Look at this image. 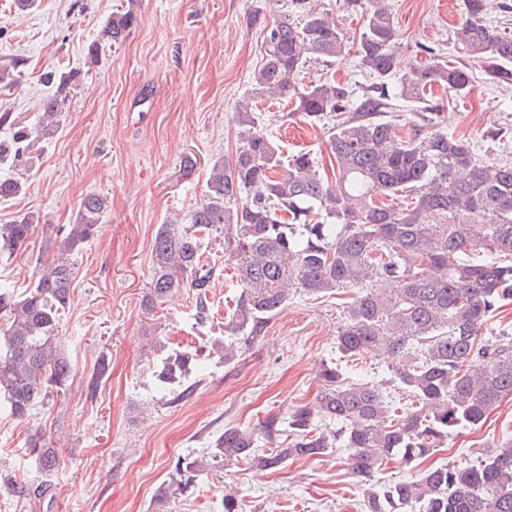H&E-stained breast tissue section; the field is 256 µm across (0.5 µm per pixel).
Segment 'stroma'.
<instances>
[{
    "mask_svg": "<svg viewBox=\"0 0 512 512\" xmlns=\"http://www.w3.org/2000/svg\"><path fill=\"white\" fill-rule=\"evenodd\" d=\"M287 0H34L19 11L0 0V59L24 61L19 84L0 89V112L32 121L55 85L49 70L73 72L77 84L62 108L58 131L36 141L27 167L0 163V178H19L17 197L0 200V226L35 217L25 248L0 255V285L22 294L47 263L52 229L76 223L79 201L104 197L98 234L73 257L77 279L59 334L74 369L66 393L38 404L16 420L0 408V473L30 483L49 482L54 500L18 502L0 484V512H153L155 495L170 481L177 457L205 456L229 427L259 434L268 419L314 406L325 366L347 377L387 379L384 360L367 355L351 363L336 351L345 294L291 295L257 337L231 336L235 264L224 240L204 239L214 268L205 294L181 286L148 308L152 246L160 225L185 223L204 199L214 162L232 161L238 147L237 112L248 99L262 64V29ZM405 60L423 47L466 61L454 31L465 15L463 0H386ZM357 40L369 0H316ZM134 9L138 25L120 45L106 46L97 66L85 65L113 11ZM332 78L362 95L370 79L354 54L333 64L306 63L300 82ZM441 130L477 142L484 159L512 160V85L477 74L470 93L434 88L430 97ZM261 127L285 155L307 151L322 175H332L327 126L268 98L256 107ZM206 300L211 317L199 321ZM238 352L225 359L224 344ZM199 351L183 379L189 394L175 399L154 372L169 355ZM107 369L96 392L89 377ZM56 448L57 469L42 473L29 448L34 434ZM512 437V398L476 428L452 433L428 465L453 461L476 465L492 447ZM259 450L270 447L265 437ZM351 449L336 444L324 455L289 460L273 471L228 463L204 471L194 492L176 498L173 512H224L232 491L242 512H365L367 491L413 474L390 463L370 481L348 465Z\"/></svg>",
    "mask_w": 512,
    "mask_h": 512,
    "instance_id": "35a3bbf8",
    "label": "stroma"
}]
</instances>
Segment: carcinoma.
Masks as SVG:
<instances>
[{
    "label": "carcinoma",
    "instance_id": "carcinoma-1",
    "mask_svg": "<svg viewBox=\"0 0 512 512\" xmlns=\"http://www.w3.org/2000/svg\"><path fill=\"white\" fill-rule=\"evenodd\" d=\"M355 54L373 79L358 105L349 88L330 80L307 85L297 75L311 59L335 63L347 52V36L312 0H290V8L263 30V64L254 73L252 96H269L295 106L309 120H328V147L335 180L319 173L314 158L299 151L284 156L241 105L239 147L231 164L215 163L203 202L185 224H162L153 243L150 299L160 300L187 284L208 287L213 267L202 261L203 236L224 234V255L235 261L236 306L228 326L258 336L268 320L300 290L312 296L355 290L337 329L336 348L354 361L373 355L414 397L399 412L389 396L363 381L344 382L325 367L317 405L288 414L291 440L284 448L257 453L253 433L226 428L207 458H179L167 490L155 498V512H169L170 499L196 484L199 474L222 462L278 470L291 458H313L336 441L354 451L352 469L363 481L396 461L420 464L444 447L461 428L482 425L512 395V336L489 346L488 322L512 301V163L482 159L462 136L438 128L436 114L423 112L402 136L384 114L393 97L424 103L441 86L462 96L472 89L473 70L428 52L400 73L398 41L385 0H372ZM486 0H465L457 31L467 55L486 79L512 84V33L484 21ZM138 23L133 10L112 14L99 39L88 46L87 64L99 62L103 43H123ZM23 63L0 66V87L15 84ZM57 94L39 105L27 124L0 113V159L28 164L31 145L55 134L61 105L76 75L48 71ZM416 196L412 208L395 205L398 194ZM105 199L80 203L79 220L48 239L52 259L21 299L0 287V395L11 415L25 419L50 395L66 391L73 368L58 343L61 317L76 279L71 256L99 232ZM27 214L0 228V253L20 250L29 238ZM481 259L468 260V253ZM373 281L385 284L378 292ZM198 353L179 352L157 371L162 384L186 375ZM340 425L319 429L316 417ZM37 465L49 473L58 465L54 448L32 444ZM4 486L18 500L44 496L49 487L9 478ZM367 512H512V439L498 444L479 466H431L410 479L367 494Z\"/></svg>",
    "mask_w": 512,
    "mask_h": 512
}]
</instances>
